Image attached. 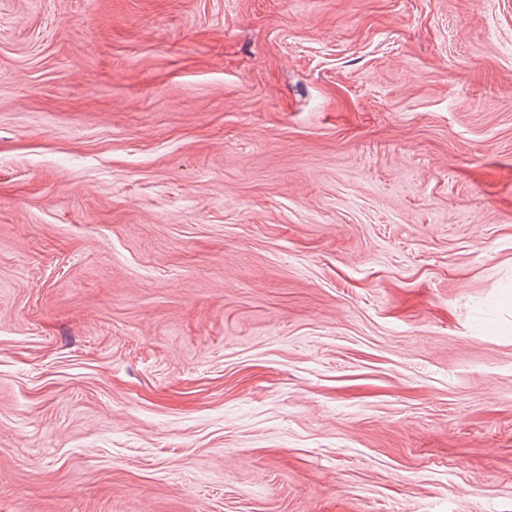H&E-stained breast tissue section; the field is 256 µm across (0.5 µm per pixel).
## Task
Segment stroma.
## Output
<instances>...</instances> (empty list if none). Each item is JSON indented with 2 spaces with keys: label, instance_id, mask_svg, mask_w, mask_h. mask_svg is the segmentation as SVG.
Wrapping results in <instances>:
<instances>
[{
  "label": "stroma",
  "instance_id": "obj_1",
  "mask_svg": "<svg viewBox=\"0 0 512 512\" xmlns=\"http://www.w3.org/2000/svg\"><path fill=\"white\" fill-rule=\"evenodd\" d=\"M0 512H512V0H0Z\"/></svg>",
  "mask_w": 512,
  "mask_h": 512
}]
</instances>
